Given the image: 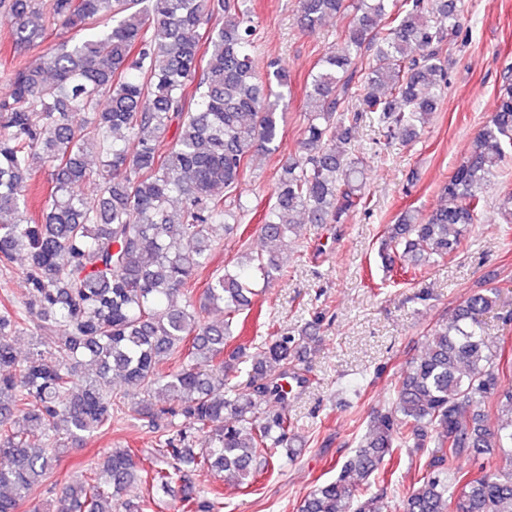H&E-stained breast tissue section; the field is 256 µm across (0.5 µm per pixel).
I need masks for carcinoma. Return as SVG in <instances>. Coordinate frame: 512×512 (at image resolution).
<instances>
[{"instance_id":"obj_1","label":"carcinoma","mask_w":512,"mask_h":512,"mask_svg":"<svg viewBox=\"0 0 512 512\" xmlns=\"http://www.w3.org/2000/svg\"><path fill=\"white\" fill-rule=\"evenodd\" d=\"M338 14L347 24L308 76L298 153L279 167L260 225L269 249L229 261L196 298L220 245L215 228L232 231L248 211L233 195L248 164L275 153L284 134L279 107L290 81L275 65L259 68L247 0H0L16 51L57 24L73 32L15 70L0 99V265L23 257L28 285L22 300L0 306V457L9 461L0 512L45 492L61 455L109 424L121 399L158 433L151 466L116 445L99 469L53 492V512H140L121 501L136 481L162 491L181 484L176 512H215L217 492L196 491L194 472L247 484L280 450L291 452L283 380L304 334L268 324L242 389L248 355L233 343V320L250 309L253 285L283 274L278 252L299 216L339 224L367 204L352 149L361 114H375L390 141L415 140L448 80L442 46L462 33L456 0H299L310 33ZM511 152L510 82L442 186L448 204L401 213L383 232L382 260L453 253ZM92 159L99 193L89 201L80 186ZM41 169L51 190L35 217L28 195ZM497 297L480 288L430 329L391 407L299 512H382L370 478L399 448L427 449L404 512H512V472L452 469L455 458L494 448L512 461V388L501 385L503 349L487 343L480 320ZM213 312L224 319L206 320ZM32 329L53 336L20 359L14 336ZM117 378L131 388L119 400ZM34 431L45 447L31 449Z\"/></svg>"}]
</instances>
